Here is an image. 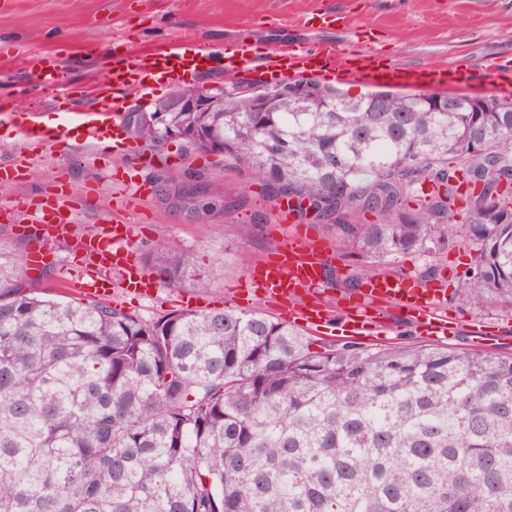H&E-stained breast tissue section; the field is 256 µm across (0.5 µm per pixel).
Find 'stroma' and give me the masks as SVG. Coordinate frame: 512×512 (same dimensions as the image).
<instances>
[{"label":"stroma","instance_id":"stroma-1","mask_svg":"<svg viewBox=\"0 0 512 512\" xmlns=\"http://www.w3.org/2000/svg\"><path fill=\"white\" fill-rule=\"evenodd\" d=\"M311 10L339 13L343 21L327 28L305 24ZM363 25L372 27L396 63L455 67L480 65L491 57L512 59V0H0V111L23 112L35 102L43 125L73 117L88 105L91 87L102 81L104 60L121 47L134 56L190 39L220 49L243 35L263 50L317 46L352 39ZM38 62L61 70L67 98L33 84L31 71ZM131 143L137 156L120 157L100 144L50 153L39 141L23 139L14 124L0 121V160L21 152L37 159L21 184L0 187V202L17 194L38 202L56 182H65L77 210L74 230L81 235L113 219L114 179L147 178L156 188L140 207L138 259H145L156 241H167L190 255L209 286L200 293L188 282L178 288L161 283L149 298L128 297L116 288L112 305L149 319L180 308L183 297L194 295L211 308L266 312L261 297L236 298L250 268L275 251L284 233L266 190L249 182L243 170L225 168L222 157L187 149L182 140L158 144L135 137ZM173 167L185 171V180L159 189L160 178ZM188 194L209 203L207 219L187 208ZM296 221L334 250L331 269L339 277L361 264L335 223L301 215ZM466 221V215L454 212L445 217L448 232L433 255L401 253L375 264L390 275L441 285L438 307L455 327L449 348L512 354V309L493 298L475 306L458 291L473 256L462 242ZM247 227L252 234L246 239Z\"/></svg>","mask_w":512,"mask_h":512}]
</instances>
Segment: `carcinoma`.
<instances>
[{"instance_id":"obj_1","label":"carcinoma","mask_w":512,"mask_h":512,"mask_svg":"<svg viewBox=\"0 0 512 512\" xmlns=\"http://www.w3.org/2000/svg\"><path fill=\"white\" fill-rule=\"evenodd\" d=\"M381 95L375 112L373 92L299 79L258 104L224 90L211 112H142L135 131L338 215L378 258L433 253L459 184H479L459 288L512 308V98ZM147 261L208 287L163 240ZM381 275L362 264L339 284ZM0 512H512V355L313 351L292 325L224 308L145 320L48 296L0 247Z\"/></svg>"}]
</instances>
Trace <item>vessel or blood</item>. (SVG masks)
I'll return each instance as SVG.
<instances>
[{"label": "vessel or blood", "mask_w": 512, "mask_h": 512, "mask_svg": "<svg viewBox=\"0 0 512 512\" xmlns=\"http://www.w3.org/2000/svg\"><path fill=\"white\" fill-rule=\"evenodd\" d=\"M222 63L225 71L238 73L260 72L265 83L275 85L300 78L333 75L340 83H358L367 86H387L394 89L438 91L448 82L463 85L485 83L504 84L512 88V63L502 60L480 66L464 65L453 71L429 66H402L386 62L379 45L366 43L354 48L344 43L321 47L296 44L285 50L272 49L264 56H256L247 38L236 41L230 52L216 55L208 48L192 41H182L174 47L150 54L109 60L107 78L95 90L96 102L81 115L75 135L73 128L63 126L51 131L40 130L31 112L10 113L24 139H38L51 147L71 143L82 138L93 144L108 138L114 154L126 156L132 151L124 127L122 109L128 96L150 94L156 81L165 85H185L196 73ZM35 85L48 88L58 95H66L67 87L60 71L38 68L32 73ZM30 172V162L16 156L0 163V185H13ZM151 190L146 182L129 185L127 192L116 201L124 213L114 220L83 235H75V221L69 206L68 192L61 191L42 206L24 204L22 196L11 201L13 211L26 215L25 224L18 231L29 240L26 256L28 271H39L51 256L56 243H72L81 252L84 264L77 274L62 277L64 287L78 290L89 297L107 298L113 288L141 296H150L153 281L133 258L134 242L131 215ZM330 260L325 249L319 248L301 232H289L283 237L276 256L254 268L251 279L263 291L268 307L286 315L290 322L315 334L323 333L329 324L328 305L317 295V290ZM119 272V281H111L110 272ZM438 290L407 278L381 276L364 283L359 291L360 307L344 312L341 331L346 336L383 334L389 309L411 314L422 322L429 333L438 339L448 337V322L440 313L435 299Z\"/></svg>", "instance_id": "1"}]
</instances>
